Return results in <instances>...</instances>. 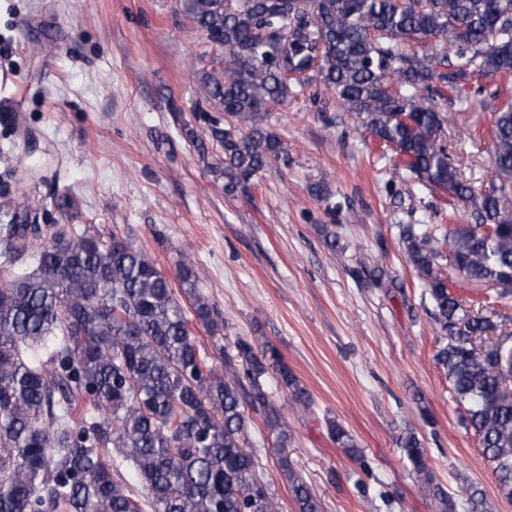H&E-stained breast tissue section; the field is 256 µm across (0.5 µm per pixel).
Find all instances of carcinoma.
<instances>
[{
	"instance_id": "carcinoma-1",
	"label": "carcinoma",
	"mask_w": 512,
	"mask_h": 512,
	"mask_svg": "<svg viewBox=\"0 0 512 512\" xmlns=\"http://www.w3.org/2000/svg\"><path fill=\"white\" fill-rule=\"evenodd\" d=\"M186 10L224 51L200 80L224 112L207 122L224 151L212 169L227 178L225 192L283 158L260 113L317 81L396 151L405 191L435 187L468 209L471 223L450 229L446 256L424 224L399 225V241L428 284L435 360L464 408L462 424L512 500V332L491 337L495 312L474 309L435 272L446 257L469 285L512 295V101L495 113L492 185L480 193L442 143L446 115L436 103L468 101L469 79L512 75V0H186ZM0 257V512H144L133 482L154 512H271L241 441L245 406L284 441L261 378L276 374L299 404L308 396L267 342L237 343L241 375L229 362L222 375L208 364L188 316L213 330L223 323L190 260L178 271L187 312L154 263L116 233L100 241L63 224H11ZM328 432L361 458L341 424ZM400 448L421 490L455 512L432 486L418 438L406 434ZM277 464L297 512H318L288 457ZM122 467L123 485L112 475Z\"/></svg>"
}]
</instances>
